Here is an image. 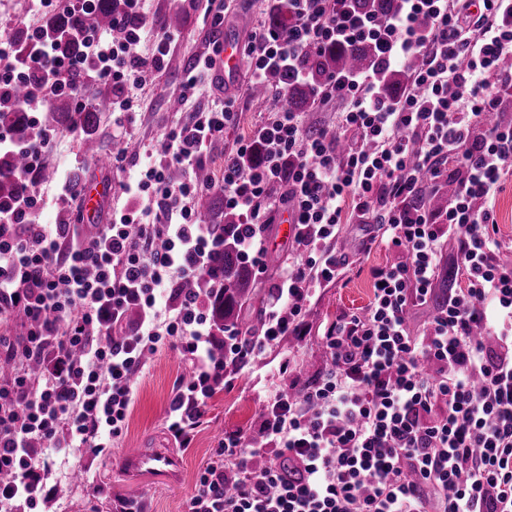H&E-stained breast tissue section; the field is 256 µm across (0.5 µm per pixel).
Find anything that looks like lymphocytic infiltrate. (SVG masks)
I'll use <instances>...</instances> for the list:
<instances>
[{
	"label": "lymphocytic infiltrate",
	"mask_w": 512,
	"mask_h": 512,
	"mask_svg": "<svg viewBox=\"0 0 512 512\" xmlns=\"http://www.w3.org/2000/svg\"><path fill=\"white\" fill-rule=\"evenodd\" d=\"M122 2L111 30L91 29L87 52L117 91L113 111L130 112L175 35L155 34L144 0ZM285 2L287 25L255 19L242 45L250 84L276 69L308 82L307 59L363 40L377 66L331 73L314 88V111L339 114L332 132L310 135L282 88L230 148L224 206L243 219L233 239L255 272L265 271L276 212L296 220L292 261L254 334L218 328L210 295L180 290L213 276L224 247L223 225L196 207L210 186L195 170L236 122L234 99L170 128L121 184L148 206L113 214L92 235L42 221L79 192L66 170L53 197L32 182L53 135L0 131V153L28 160L4 173L23 192L0 201V322L24 315L17 334L0 335V474L9 476L0 512H36L49 471L39 448L98 454L122 435L146 357L165 344L191 371L166 412L175 442L189 447L216 389L301 335L307 304L342 280L336 244L354 216L373 228L363 250L382 245L404 260L370 269L369 306L322 327L321 378L267 398L263 447L250 449L242 432L218 443L188 512H512V262L494 214L512 175V121L498 112L512 92V69L501 68L512 60V0H397L381 22L354 0ZM149 36L145 59L136 48ZM404 67L407 90L385 97L380 72ZM80 68L47 39L17 67L11 37L0 35L1 98L15 80L35 99L65 94ZM448 181L455 191L442 210L423 204ZM444 272L453 287L413 332L411 308L428 304Z\"/></svg>",
	"instance_id": "f902f5d3"
}]
</instances>
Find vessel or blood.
Segmentation results:
<instances>
[{
    "label": "vessel or blood",
    "instance_id": "vessel-or-blood-1",
    "mask_svg": "<svg viewBox=\"0 0 512 512\" xmlns=\"http://www.w3.org/2000/svg\"><path fill=\"white\" fill-rule=\"evenodd\" d=\"M240 66V48L234 41H227L223 51L215 57L212 70L217 76L232 77ZM111 183L92 179L82 184V204L87 223L98 220L100 200L111 194ZM115 469L125 482L135 484L152 478L167 486L179 485L183 463L181 458L170 451L155 450L146 452L139 448H129L115 461Z\"/></svg>",
    "mask_w": 512,
    "mask_h": 512
}]
</instances>
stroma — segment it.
I'll use <instances>...</instances> for the list:
<instances>
[{
    "label": "stroma",
    "instance_id": "obj_1",
    "mask_svg": "<svg viewBox=\"0 0 512 512\" xmlns=\"http://www.w3.org/2000/svg\"><path fill=\"white\" fill-rule=\"evenodd\" d=\"M264 7L263 0H255L251 5L245 0H231L223 26L214 27L204 20L198 0H146L144 8L149 19L162 21L177 9L182 13L183 24L161 69L137 90L136 112L102 113L96 139L108 149L118 141L148 147L161 140L169 127L187 121L192 111L211 107L232 96V89H217L209 80L192 106L176 112L168 108L169 101L179 97L185 73L197 58L212 53L225 39L244 42L250 21ZM236 107L237 124L226 130L223 141L215 143L201 163L211 173L212 190L216 193L222 190L225 149L250 134L260 120L259 109L252 100L238 98ZM53 134L56 148L46 156L45 166L53 170L65 166L76 180L86 178L94 160L84 154L81 136L60 126L54 128ZM365 233L364 225H344L348 272L343 280L322 288L312 299L305 313L306 335L301 340H286L268 349L246 367L244 375L232 386L213 395L193 443L179 450L185 470L179 487L162 489L147 482L127 485L113 470L114 455L124 449L174 447L164 428V419L170 399L187 372L177 352L165 347L150 357L138 377L126 429L107 452L100 455L84 452L68 458L51 453L54 465L50 482L57 486L58 492L40 502L39 512H118L126 500L143 501L146 512H186L195 483L218 440L257 428L259 412L270 391L317 380L323 368V350L317 336L319 326L369 303L373 288L368 268L389 264L395 256L381 246L362 252L360 244ZM284 359L294 364L292 374H279L278 365Z\"/></svg>",
    "mask_w": 512,
    "mask_h": 512
}]
</instances>
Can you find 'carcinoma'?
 <instances>
[{"instance_id":"cac0c4a2","label":"carcinoma","mask_w":512,"mask_h":512,"mask_svg":"<svg viewBox=\"0 0 512 512\" xmlns=\"http://www.w3.org/2000/svg\"><path fill=\"white\" fill-rule=\"evenodd\" d=\"M393 0H356L359 11L372 17H382L391 7ZM120 10L118 0H96L94 2L92 22L100 30L112 27V13ZM84 18L77 16H51L47 19L43 30L46 34L59 39L65 53L72 56L85 55L86 48L81 44L76 30ZM14 41L18 61L27 62L35 48L30 42V31L20 28L16 31ZM377 60L374 45L368 41L358 42L352 46L329 52L308 62L310 82L321 84L331 70H344L348 67L369 69ZM407 82V71H388L381 78L382 90L391 97L398 96ZM289 87V95L294 110L302 112L309 107V95L304 89L288 86V74L284 71H272L264 83L256 90L255 99H268L271 91L278 87ZM112 86L103 85L97 89L95 107L90 111L77 112L68 106L51 113V124L65 126L85 135L84 152L94 156L98 153V145L92 133L97 125L99 114L107 111L112 104ZM24 113L7 105L0 107V129L16 128L25 130ZM203 218L213 224L218 218L223 219L224 229L232 231L239 222L237 214L229 209L219 211L215 196L207 193L201 197L200 203ZM214 266L217 272L224 275L223 298L213 302L212 315L218 323L242 325L238 310L254 295V281L250 266L242 261L235 251L233 241L228 240L224 252L215 257Z\"/></svg>"}]
</instances>
